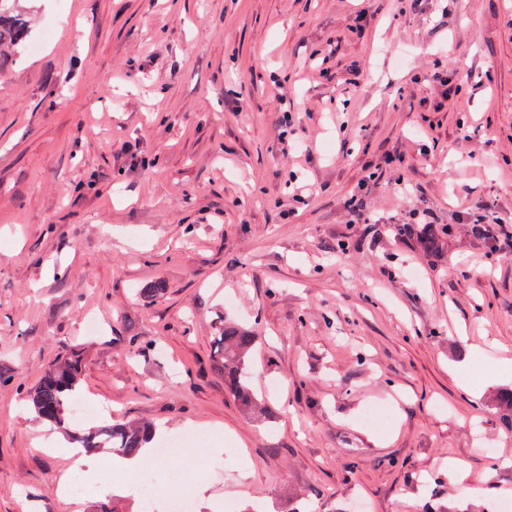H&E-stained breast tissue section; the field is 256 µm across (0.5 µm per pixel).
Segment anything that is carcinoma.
<instances>
[{"instance_id": "obj_1", "label": "carcinoma", "mask_w": 512, "mask_h": 512, "mask_svg": "<svg viewBox=\"0 0 512 512\" xmlns=\"http://www.w3.org/2000/svg\"><path fill=\"white\" fill-rule=\"evenodd\" d=\"M11 0H0V52L14 49L27 37L26 25L12 15ZM256 342L254 331L233 322H223L214 340L212 361L215 370L224 376V385L240 402L242 408L253 412L260 408L248 384L247 361ZM79 357H62L45 369L41 379L29 394L37 416L71 437L80 448L94 451L110 448L123 456H135L152 443L154 428L142 424H104L93 431L71 429L69 404L79 382Z\"/></svg>"}]
</instances>
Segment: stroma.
<instances>
[{
  "label": "stroma",
  "mask_w": 512,
  "mask_h": 512,
  "mask_svg": "<svg viewBox=\"0 0 512 512\" xmlns=\"http://www.w3.org/2000/svg\"><path fill=\"white\" fill-rule=\"evenodd\" d=\"M18 6L31 32L0 72V512L141 508L131 472L61 491L64 434L27 394L66 353L106 410L74 427L199 435L149 461L160 497L206 487L195 512L512 501V418L491 398L512 388V0ZM224 320L258 336L266 415L212 364ZM370 404L388 418L363 424ZM452 461L477 490L458 492Z\"/></svg>",
  "instance_id": "1"
}]
</instances>
